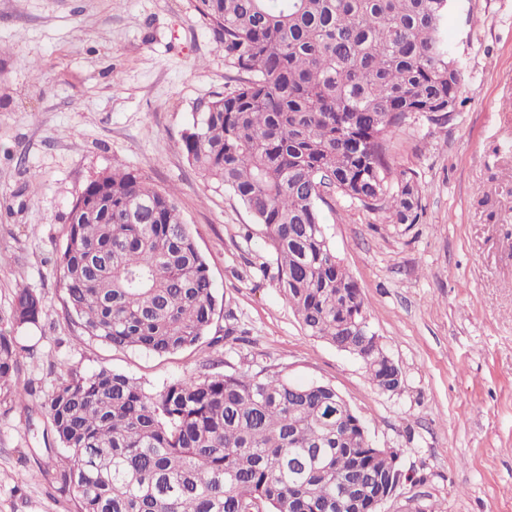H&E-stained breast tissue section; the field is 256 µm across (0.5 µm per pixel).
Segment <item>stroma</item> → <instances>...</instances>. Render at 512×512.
Segmentation results:
<instances>
[{
    "instance_id": "obj_1",
    "label": "stroma",
    "mask_w": 512,
    "mask_h": 512,
    "mask_svg": "<svg viewBox=\"0 0 512 512\" xmlns=\"http://www.w3.org/2000/svg\"><path fill=\"white\" fill-rule=\"evenodd\" d=\"M196 0H0V330L14 292L45 305L23 342L27 409L0 393V512H75L48 467L39 400L78 367L159 388L222 371L329 384L396 448L406 475L385 512H512V0H462L448 19L464 81L454 112L409 115L389 140L392 173L415 171L418 223L387 224L338 196L325 231L358 282L368 322L400 367L399 392L363 363L306 336L276 282L260 226L188 163L181 134L231 87L218 36ZM172 189L226 314L218 345L169 356L79 336L55 265L72 199L113 163ZM244 336L223 337L227 326Z\"/></svg>"
}]
</instances>
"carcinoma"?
Instances as JSON below:
<instances>
[{"mask_svg":"<svg viewBox=\"0 0 512 512\" xmlns=\"http://www.w3.org/2000/svg\"><path fill=\"white\" fill-rule=\"evenodd\" d=\"M235 85L193 115L188 162L263 229L275 280L306 335L361 359L379 391L402 386L379 345L345 332L368 314L342 268L320 205L339 194L417 222L413 171L389 178L393 128L413 113L445 121L463 72L448 40L450 0H197ZM65 306L80 335L172 355L209 335L219 303L174 193L124 165L73 199L59 253ZM43 298L19 287L0 332V391L22 403L16 332ZM45 452L76 512H357L391 489L397 454L375 445L329 384L278 372L171 379L147 390L110 368H72L40 404Z\"/></svg>","mask_w":512,"mask_h":512,"instance_id":"cac0c4a2","label":"carcinoma"}]
</instances>
